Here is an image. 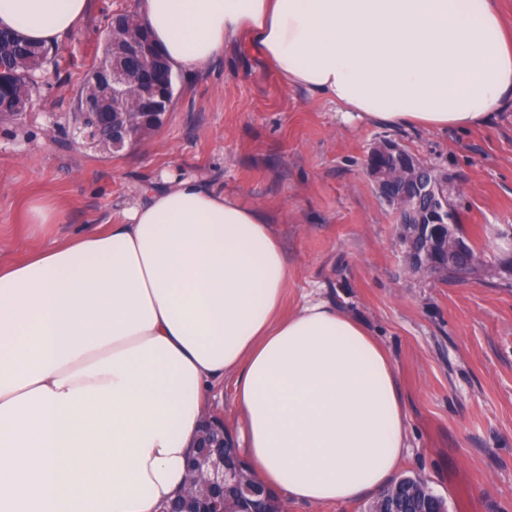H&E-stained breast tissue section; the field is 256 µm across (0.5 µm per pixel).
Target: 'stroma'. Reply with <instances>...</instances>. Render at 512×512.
I'll list each match as a JSON object with an SVG mask.
<instances>
[{
	"mask_svg": "<svg viewBox=\"0 0 512 512\" xmlns=\"http://www.w3.org/2000/svg\"><path fill=\"white\" fill-rule=\"evenodd\" d=\"M140 0H89L51 45L32 109L0 122V261L99 224H118L144 188L191 176L275 222L290 275L285 308L314 297L358 317L392 360L409 413L403 474L448 512H512V275L444 282L412 274L391 209L365 159L390 140L448 179L449 201L487 264L512 261V107L466 131L391 130L341 121L336 104L289 87L246 44L176 73L162 126L116 153L73 133L75 94L103 57L113 15ZM64 212L28 222L32 202Z\"/></svg>",
	"mask_w": 512,
	"mask_h": 512,
	"instance_id": "35a3bbf8",
	"label": "stroma"
}]
</instances>
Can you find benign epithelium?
Segmentation results:
<instances>
[{
  "mask_svg": "<svg viewBox=\"0 0 512 512\" xmlns=\"http://www.w3.org/2000/svg\"><path fill=\"white\" fill-rule=\"evenodd\" d=\"M143 26L138 13L128 12L112 17L107 31L109 52L137 59L142 67L126 70L106 60L91 70L87 78L89 92L82 100L78 116L97 115V123L85 128V138L105 152L139 142L170 109V86L153 76L161 57L155 45L142 35ZM381 158L396 162L398 170L415 181L414 195H386L384 202L400 215V228L415 225L412 235L425 243L421 260L427 261L434 250L448 256L451 250L463 247L448 223V209L442 206L444 177L395 143L383 141L372 148L367 163V173L377 185L387 176V171L373 165L374 160ZM202 438L208 460L192 463V483H205L208 493L203 498L187 495L186 512H203L208 504L224 501L227 482L237 481L238 461L234 453L227 451L224 420H210Z\"/></svg>",
  "mask_w": 512,
  "mask_h": 512,
  "instance_id": "1",
  "label": "benign epithelium"
}]
</instances>
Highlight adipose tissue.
<instances>
[{
  "label": "adipose tissue",
  "mask_w": 512,
  "mask_h": 512,
  "mask_svg": "<svg viewBox=\"0 0 512 512\" xmlns=\"http://www.w3.org/2000/svg\"><path fill=\"white\" fill-rule=\"evenodd\" d=\"M89 0H0V28L49 46ZM173 68L247 39L345 121L467 130L512 104L496 0H141ZM103 224L0 263V512H163L213 389L231 380L243 460L280 501L377 496L406 454L396 370L326 300L285 311L264 210L192 177Z\"/></svg>",
  "instance_id": "1"
}]
</instances>
